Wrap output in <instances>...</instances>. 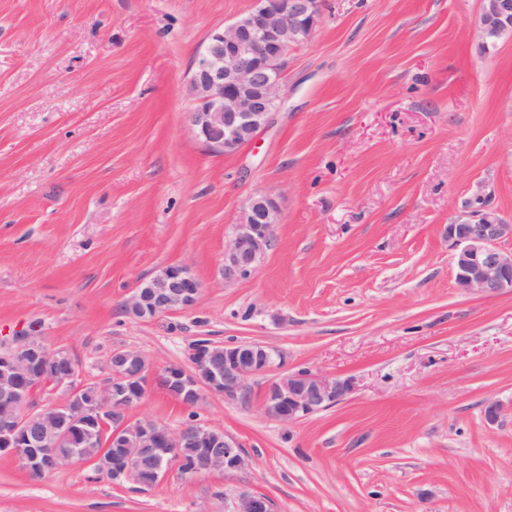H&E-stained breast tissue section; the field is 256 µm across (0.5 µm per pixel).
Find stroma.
<instances>
[{"mask_svg": "<svg viewBox=\"0 0 512 512\" xmlns=\"http://www.w3.org/2000/svg\"><path fill=\"white\" fill-rule=\"evenodd\" d=\"M254 3L0 0V337L40 322L86 384L112 347L160 368L206 338L355 389L294 423L261 410L274 370L242 405L151 390L131 419L206 424L248 467L144 488L89 463L36 478L0 454V512H228L242 489L272 512H512V293L460 291L448 242L477 194L512 220V41L480 48L482 0H322L271 125L214 152L188 124L191 66ZM258 193L273 246L225 283ZM170 265L201 282L197 304L129 315Z\"/></svg>", "mask_w": 512, "mask_h": 512, "instance_id": "obj_1", "label": "stroma"}]
</instances>
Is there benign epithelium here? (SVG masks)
<instances>
[{"mask_svg": "<svg viewBox=\"0 0 512 512\" xmlns=\"http://www.w3.org/2000/svg\"><path fill=\"white\" fill-rule=\"evenodd\" d=\"M320 20V0H255L253 9L214 32L198 50L189 89L197 101L189 113L195 133L211 149L232 154L254 140L271 121L273 105L282 100V65L272 50L286 56L310 41ZM474 31L485 49L512 38V0H483ZM278 221L274 201L257 194L247 201L241 221L224 249L220 274L231 283L249 277L273 242ZM512 238V223L486 204L464 211L448 225L456 287L465 293L497 296L512 292V251L500 243ZM202 284L185 266L162 269L148 285H139L126 302V311L138 319H152L193 308ZM277 351L260 343L191 345L189 365L168 364L155 369L138 351L112 349L107 358L108 380L94 386L78 381L76 365L61 350L48 349L39 337H15L12 346H0V452L12 455L42 475L71 465L92 463L106 470V454L124 449V473L160 479L179 469L181 449H198L188 469L194 476L206 471L238 472L246 466L243 449L232 437L202 424L172 431L152 420L130 421L128 411L141 403L151 385L184 406H194L204 393L217 394L228 403L248 401V379L273 369ZM66 386L67 398L49 408L31 405L34 387ZM354 388L350 379L328 378L310 371H287L273 380L263 395L264 413L293 423L343 401ZM140 435L153 448L149 456L130 447L127 432ZM81 433L99 439L94 458L72 448L61 454L56 442ZM231 512H272L270 500L240 491Z\"/></svg>", "mask_w": 512, "mask_h": 512, "instance_id": "benign-epithelium-1", "label": "benign epithelium"}]
</instances>
